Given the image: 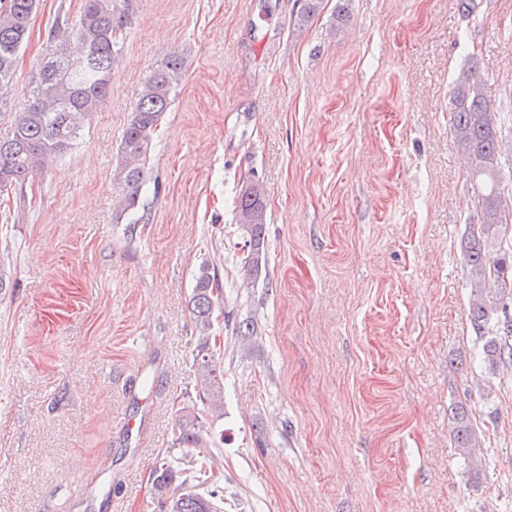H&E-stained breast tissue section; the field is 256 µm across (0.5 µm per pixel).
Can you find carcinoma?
<instances>
[{"mask_svg": "<svg viewBox=\"0 0 512 512\" xmlns=\"http://www.w3.org/2000/svg\"><path fill=\"white\" fill-rule=\"evenodd\" d=\"M320 0H305L295 26L301 29L319 9ZM37 0H0V93L13 81L17 59L25 46ZM130 0H84L76 29L56 23L49 33L56 44L33 81L26 111L15 113L11 129L0 137V196L24 189L64 158L82 136L85 121L107 98L112 69L124 46ZM183 62L166 57L145 78L129 123L119 144L115 181L122 187L119 219L128 220V232L142 221L139 196L150 177L149 159L163 116L178 92ZM450 120L474 189L478 222L470 225L461 250L473 286L469 320L481 342V357L489 368L512 364V246L502 249L512 210L502 187L503 126L475 70L462 73L452 90ZM236 223L243 233L238 265L247 284L254 285L266 272L268 260L267 203L261 186L242 188L234 200ZM494 289L495 300L486 296ZM192 321L200 332L190 369L195 379L198 406L177 410L173 447L158 454L149 473L153 494L162 512H221L224 478L215 471L217 443L224 441V344L215 335L224 317V286L215 269L202 265L189 299ZM232 336H251L249 319L229 323ZM453 443L469 465L470 478L478 435L469 412L452 411Z\"/></svg>", "mask_w": 512, "mask_h": 512, "instance_id": "1", "label": "carcinoma"}]
</instances>
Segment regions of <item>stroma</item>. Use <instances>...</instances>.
Instances as JSON below:
<instances>
[{
  "instance_id": "35a3bbf8",
  "label": "stroma",
  "mask_w": 512,
  "mask_h": 512,
  "mask_svg": "<svg viewBox=\"0 0 512 512\" xmlns=\"http://www.w3.org/2000/svg\"><path fill=\"white\" fill-rule=\"evenodd\" d=\"M133 0L111 89L0 220V512H159L148 475L194 401L202 264L251 338L224 339V512H512V366L477 357L460 240L473 190L449 98L473 65L512 126V0ZM38 0L0 136L50 30ZM183 61L128 239L113 180L149 71ZM266 193V283L233 199ZM477 427L480 480L451 441ZM453 443L457 454L469 467L470 478L479 479L480 470L472 466L473 448H477L478 435L469 412L462 406L452 411Z\"/></svg>"
}]
</instances>
